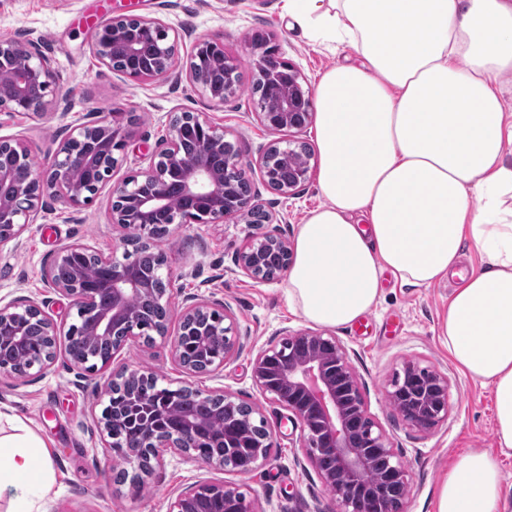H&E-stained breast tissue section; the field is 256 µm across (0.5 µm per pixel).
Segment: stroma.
Instances as JSON below:
<instances>
[{
    "label": "stroma",
    "mask_w": 512,
    "mask_h": 512,
    "mask_svg": "<svg viewBox=\"0 0 512 512\" xmlns=\"http://www.w3.org/2000/svg\"><path fill=\"white\" fill-rule=\"evenodd\" d=\"M119 14L156 18L168 27L178 42L179 79L138 82L101 63L92 47V28ZM257 32L275 35L281 57L300 71L304 86L311 89L327 70L356 59L352 48L333 49L311 40L284 15L282 0H0V39L35 43L51 57L58 73L55 93L69 104L64 116L1 114L0 136L24 142L35 163L46 167L69 130L99 113L126 132L122 160L112 174L117 184L147 168L174 114L206 113L252 162V189L267 210L279 215L281 231L295 239L300 224L324 199L312 179L300 195L284 198L265 186L256 166L270 141L292 137L285 130L263 128L254 114L249 88L256 70L249 41ZM198 39L223 43L237 63L239 92L224 104L210 102L184 75ZM109 195V188H102L79 210L44 198L33 224L0 246V300L29 298L43 303L57 322L72 323L75 309L45 287L43 269L61 247L74 242L105 253L118 247L119 234L109 222ZM266 230V225L242 220L182 224L163 249L171 258L174 277L170 327H177L178 311L188 296L228 303L235 314L243 335L241 352L224 368L192 381L200 389L221 390L259 407L274 440L268 460L244 476L169 453L143 489L134 492L128 485L114 484L112 467L118 459L96 428L113 371L140 367L154 372L160 386L172 389L187 378L174 362L167 339L157 335L130 341L110 367L91 374H78L62 352L42 376L0 377V412L20 417L53 457L56 484L44 502L46 512H167L173 494L203 482L239 485L256 498L260 512H339L338 502L299 446V428L252 377L251 362L258 351L280 340L283 332L318 329L289 306L285 279L259 282L235 266L243 243ZM459 284V278L452 277L430 287H413L384 271L377 306L358 321L332 330L361 378L370 413L408 469L410 488L399 512H435L437 486L451 462L469 451L498 448L490 388L454 365L439 334L440 318ZM409 360L448 377V418L428 433L411 429L385 397L387 384Z\"/></svg>",
    "instance_id": "1"
}]
</instances>
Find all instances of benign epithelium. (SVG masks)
Returning <instances> with one entry per match:
<instances>
[{
	"label": "benign epithelium",
	"instance_id": "obj_1",
	"mask_svg": "<svg viewBox=\"0 0 512 512\" xmlns=\"http://www.w3.org/2000/svg\"><path fill=\"white\" fill-rule=\"evenodd\" d=\"M156 38L154 57L141 61L143 36ZM253 62L265 94L256 100V115L268 129L303 131L312 121L313 98L303 89L300 72L279 56L273 36L262 34L250 41ZM93 48L102 64L112 66L113 53L121 51L138 61L123 73L148 81L179 79L171 57L172 43L167 28L157 19L120 15L101 23L93 34ZM224 72V83L210 80L209 69ZM237 65L224 45L208 39L196 42L186 74L212 102L222 105L238 91ZM56 72L52 59L36 44L0 41V112L5 114L55 113L68 110L67 100L53 95ZM42 88L33 102L29 87ZM199 133L193 152L184 150L185 120ZM125 133L119 126L99 117L77 125L60 143L54 164L41 169L31 163L27 146L19 139L0 136V150L11 153L12 164L0 166V246L17 238L33 223L43 197L48 195L76 210L88 205L110 180L124 147ZM224 128L204 112H189L185 119L170 123L168 134L151 153L146 170L112 186L109 221L119 233L122 258L90 251L81 243L64 246L44 269L43 279L53 291L70 300L76 322L64 329L31 299L0 305V374L15 378L42 372L57 358L60 337L79 335L87 355L74 365L87 372L108 366L128 341L152 331L170 336L172 356L187 377L213 372L236 357L241 348L238 323L230 305L210 303L196 297L182 306L178 326L169 334L168 315L155 322L142 318L145 309L158 305L171 309L168 256L161 255L155 273L137 272L138 250L152 248L174 233L177 224H220L253 214L261 223L272 224L271 212L258 202V193L240 195L238 184L249 182L251 165L243 162L239 148L227 149ZM301 153L306 164L284 184L278 180L277 162L286 154ZM310 144L290 139L286 145L270 142L259 159L263 182L284 197L296 194L309 179ZM182 200L179 214L172 211L174 197ZM93 258L100 277L84 273V259ZM282 260L280 272L288 271L292 250L288 239L273 229L247 241L236 253L235 262L244 274L265 281L266 266ZM253 377L263 393L272 395L299 424L301 448L320 473L327 488L340 503V512H381L380 503L395 490L409 489L408 470L374 420L360 393L357 372L341 343L332 335L297 332L277 345L260 350L253 360ZM157 379L142 368L123 366L112 373L106 388L108 404L98 420L100 435L110 448L118 449L132 468L129 485L136 492L145 483L164 454L197 457V447L208 440L209 422L197 416L182 397L224 403L226 411L239 406L220 390L202 391L186 384L171 391L167 404L157 408V419L144 422L137 441H121L126 422L124 407L113 404L121 392L130 404H146L155 397ZM386 399L394 410L417 431H431L448 417L449 382L444 373L408 361L403 380L392 381ZM273 448L271 432L254 444L249 455L212 457L207 463L239 475H248L267 460ZM329 456L334 469L325 470ZM374 475L373 482H365ZM231 500L238 512H261L256 500L227 483H199L171 499L168 512H212L214 503Z\"/></svg>",
	"mask_w": 512,
	"mask_h": 512
}]
</instances>
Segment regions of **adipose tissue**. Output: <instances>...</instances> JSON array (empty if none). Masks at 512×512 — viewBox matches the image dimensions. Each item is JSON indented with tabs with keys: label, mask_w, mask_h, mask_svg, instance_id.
Segmentation results:
<instances>
[{
	"label": "adipose tissue",
	"mask_w": 512,
	"mask_h": 512,
	"mask_svg": "<svg viewBox=\"0 0 512 512\" xmlns=\"http://www.w3.org/2000/svg\"><path fill=\"white\" fill-rule=\"evenodd\" d=\"M311 39L346 45L315 91L323 205L300 225L288 303L325 327L380 296L383 271L428 287L454 274L464 244L489 260L463 275L440 322L451 360L490 387L501 448L512 449V0H283ZM0 434V491L11 512H42L55 481L22 421ZM491 452L459 456L436 512H503Z\"/></svg>",
	"instance_id": "adipose-tissue-1"
}]
</instances>
